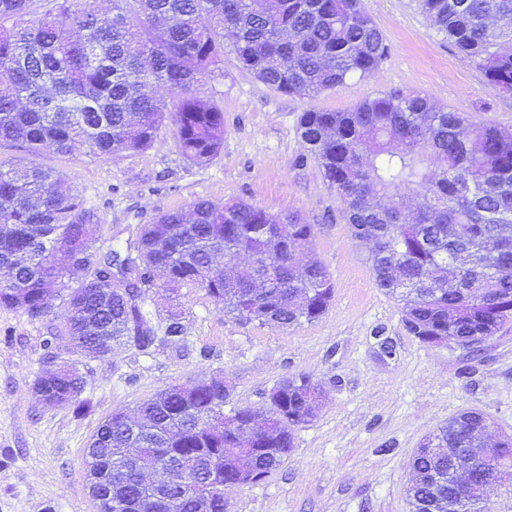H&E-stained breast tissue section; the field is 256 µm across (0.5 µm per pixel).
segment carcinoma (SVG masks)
I'll list each match as a JSON object with an SVG mask.
<instances>
[{"mask_svg":"<svg viewBox=\"0 0 512 512\" xmlns=\"http://www.w3.org/2000/svg\"><path fill=\"white\" fill-rule=\"evenodd\" d=\"M0 0V142L31 154L49 147L67 155L81 146L110 159L153 146L164 122L182 153L206 164L224 138V113L197 87L220 73L224 31L232 53L270 89L316 96L352 75L372 74L388 54L382 32L360 0ZM436 33L512 94V0H419ZM300 136L341 204L339 215L367 255L377 288L399 302L407 332L424 343L495 336L512 321V134L471 123L418 91H389L341 112L310 110ZM422 198L405 217L410 196ZM97 218L56 173L0 161V307L32 319L49 308L51 288L68 316L56 335L92 358L133 336L138 348L176 342L184 333L180 299L203 289L240 322L291 328L319 319L335 294L316 259L300 265L312 225L244 201L198 199L187 213L166 212L129 231L121 251L95 247ZM218 252L249 262L234 277L210 274ZM120 277L125 288L112 287ZM164 293L170 302L156 326L144 311ZM42 398L80 411L85 377L72 364L41 375ZM259 408L269 433L245 448L209 424L224 411V385L168 386L126 414L106 417L85 452L97 512L150 510L146 467L128 465L123 449L147 463L189 465V483L171 494L174 512H225L224 475L247 464L241 482L257 483L294 445V428L314 418L321 388L305 376L274 385ZM489 424L465 410L425 437L410 459L414 512L436 493L459 512H489L451 479V458L480 448ZM498 459L479 461L491 479L512 470V437Z\"/></svg>","mask_w":512,"mask_h":512,"instance_id":"cac0c4a2","label":"carcinoma"}]
</instances>
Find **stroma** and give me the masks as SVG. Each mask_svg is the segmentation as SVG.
<instances>
[{"label": "stroma", "instance_id": "stroma-1", "mask_svg": "<svg viewBox=\"0 0 512 512\" xmlns=\"http://www.w3.org/2000/svg\"><path fill=\"white\" fill-rule=\"evenodd\" d=\"M389 54L372 75L312 98L271 90L225 53L221 75L197 93L224 111V142L206 164L188 160L170 129L151 148L112 159L46 149L34 164L55 170L93 209L95 244L122 248L124 229L197 199L242 200L312 224V253L334 299L311 323L279 329L228 318L205 291L185 303L179 342L132 345L90 358L66 338L44 341L67 311L54 298L45 316L0 308V512H96L84 451L106 416L134 414L163 388L219 376L232 395L225 411L258 406L279 380L306 375L323 392L311 422L265 480L225 488L227 512H409V460L419 442L463 410L484 414L489 435L512 436V323L479 349L427 344L403 327L396 301L376 287L365 246L338 216L340 203L299 135L307 110L345 111L392 88L419 91L476 123L512 131V95L435 33L417 0H361ZM383 330L394 357L374 337ZM76 364L86 377V412L44 406L37 376Z\"/></svg>", "mask_w": 512, "mask_h": 512}]
</instances>
